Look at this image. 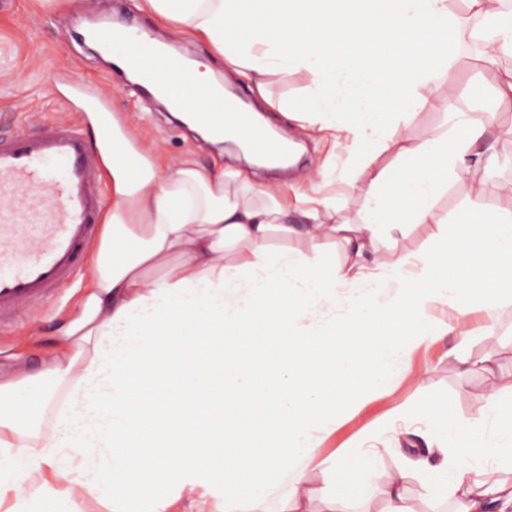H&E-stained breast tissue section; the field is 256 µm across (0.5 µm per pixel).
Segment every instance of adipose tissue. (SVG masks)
Returning a JSON list of instances; mask_svg holds the SVG:
<instances>
[{
	"instance_id": "adipose-tissue-1",
	"label": "adipose tissue",
	"mask_w": 512,
	"mask_h": 512,
	"mask_svg": "<svg viewBox=\"0 0 512 512\" xmlns=\"http://www.w3.org/2000/svg\"><path fill=\"white\" fill-rule=\"evenodd\" d=\"M484 58L512 57V11L466 0ZM240 78L304 71L299 101L277 107L318 130L350 132L340 174L362 183L360 223L311 200L289 223L279 185L245 169L174 161L165 171L112 127V203L77 311L57 325L42 376L0 378V489L11 512H306L311 466L350 490L365 463L321 456L325 439L371 396L390 397L372 438L410 410L393 400L409 352L463 317L512 308V213L475 214L464 232L436 210L451 179L497 165L487 125L465 112L422 143L404 137L431 105L426 86L474 30L449 0H142ZM483 151H476L478 142ZM393 154L392 167L376 166ZM408 224L430 225L419 254L382 256ZM286 240L277 249L273 238ZM341 240L345 258L311 260L291 241ZM428 452L390 478L386 512H409L413 470L468 512L512 502V405L490 394L469 426L426 407ZM287 485L286 500L274 492Z\"/></svg>"
}]
</instances>
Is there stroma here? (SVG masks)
Masks as SVG:
<instances>
[{
    "mask_svg": "<svg viewBox=\"0 0 512 512\" xmlns=\"http://www.w3.org/2000/svg\"><path fill=\"white\" fill-rule=\"evenodd\" d=\"M138 4L139 0H0V135L33 133L51 121L69 119L89 138L100 116L125 125L133 115L144 114L148 120L134 134L135 147L157 168L179 159L208 164L233 155V148L211 145L168 118L89 46L73 38V31L81 28L136 25L153 37L173 40L176 52L206 56L204 44L174 36L171 27L141 11ZM473 56L471 43H464L447 73L429 85L427 95L436 101L451 99L455 111L477 114L492 126L512 127V110L496 111L491 106L493 76L512 71V58L487 67L473 63ZM452 86L457 89L453 97L448 94ZM272 117L278 135L298 141L304 157L292 171H258L255 183L292 186L311 198L335 196L338 221L359 222L363 198L358 192L332 173L322 182L310 180L324 162L340 165L347 160L350 142L345 135L334 137L302 127L277 111ZM494 147L500 163L452 181L437 202L440 216L464 222L483 209L512 208V202L499 193L502 183L512 181V137H502ZM86 285V276H79L60 291L57 300L22 310L11 325L0 329V375H33L42 369L54 317L72 311ZM493 390L503 400H512V310L503 312L490 330L485 329L482 314H471L451 334L421 345L407 357L395 396L416 410L435 403L466 425ZM388 407V399L370 401L328 438L324 454L342 449L352 458H361L358 433ZM377 446L380 453L364 490L345 499L343 512H384L390 475L425 450L414 435L403 436L397 443L382 437ZM404 495L411 512H458L460 508L454 499L432 495L428 477L420 472L408 480Z\"/></svg>",
    "mask_w": 512,
    "mask_h": 512,
    "instance_id": "35a3bbf8",
    "label": "stroma"
}]
</instances>
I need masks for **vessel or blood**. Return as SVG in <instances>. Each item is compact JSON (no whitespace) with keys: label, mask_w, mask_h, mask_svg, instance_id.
Listing matches in <instances>:
<instances>
[{"label":"vessel or blood","mask_w":512,"mask_h":512,"mask_svg":"<svg viewBox=\"0 0 512 512\" xmlns=\"http://www.w3.org/2000/svg\"><path fill=\"white\" fill-rule=\"evenodd\" d=\"M163 65L167 81L149 74L146 84L180 104L188 91L184 62L168 55ZM224 112L256 156L282 153L239 98L208 93L195 118L211 125ZM97 170V156L77 123L55 120L36 133L0 137V325L23 307L53 301L76 278L104 208Z\"/></svg>","instance_id":"b4317fda"}]
</instances>
